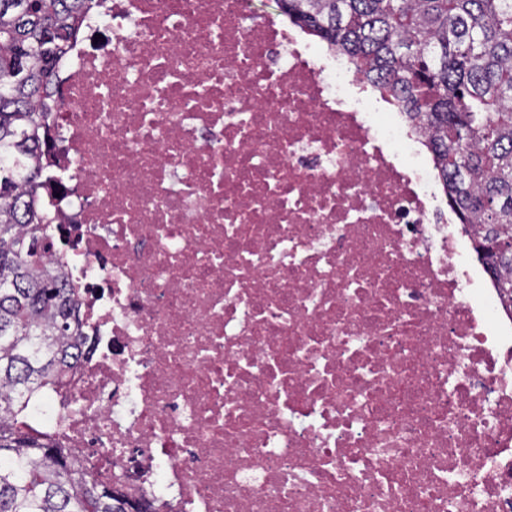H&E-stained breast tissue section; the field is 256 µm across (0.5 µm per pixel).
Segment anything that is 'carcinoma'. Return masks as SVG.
Segmentation results:
<instances>
[{"instance_id": "carcinoma-1", "label": "carcinoma", "mask_w": 512, "mask_h": 512, "mask_svg": "<svg viewBox=\"0 0 512 512\" xmlns=\"http://www.w3.org/2000/svg\"><path fill=\"white\" fill-rule=\"evenodd\" d=\"M95 0H0V512H130L39 409L86 338L76 289L46 257L37 203L56 64ZM429 135L475 252L512 246V0H279ZM512 303V249L483 261Z\"/></svg>"}]
</instances>
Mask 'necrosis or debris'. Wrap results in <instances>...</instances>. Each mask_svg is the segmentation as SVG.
<instances>
[{
  "instance_id": "4bbe7bcc",
  "label": "necrosis or debris",
  "mask_w": 512,
  "mask_h": 512,
  "mask_svg": "<svg viewBox=\"0 0 512 512\" xmlns=\"http://www.w3.org/2000/svg\"><path fill=\"white\" fill-rule=\"evenodd\" d=\"M37 200L64 447L152 512H512V311L418 122L250 0H101Z\"/></svg>"
}]
</instances>
